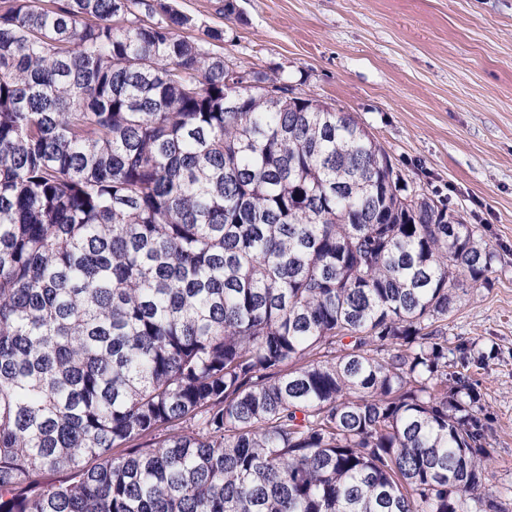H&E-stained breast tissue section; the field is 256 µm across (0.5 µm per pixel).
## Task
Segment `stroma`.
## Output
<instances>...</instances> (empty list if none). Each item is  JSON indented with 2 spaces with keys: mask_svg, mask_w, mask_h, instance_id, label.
<instances>
[{
  "mask_svg": "<svg viewBox=\"0 0 512 512\" xmlns=\"http://www.w3.org/2000/svg\"><path fill=\"white\" fill-rule=\"evenodd\" d=\"M225 58L278 72L351 112L392 161L447 201L496 253L490 282L454 290L448 342L488 352L475 369L494 461L512 486V0H172Z\"/></svg>",
  "mask_w": 512,
  "mask_h": 512,
  "instance_id": "stroma-1",
  "label": "stroma"
}]
</instances>
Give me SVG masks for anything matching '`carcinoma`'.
I'll use <instances>...</instances> for the list:
<instances>
[{
    "label": "carcinoma",
    "mask_w": 512,
    "mask_h": 512,
    "mask_svg": "<svg viewBox=\"0 0 512 512\" xmlns=\"http://www.w3.org/2000/svg\"><path fill=\"white\" fill-rule=\"evenodd\" d=\"M8 2L0 512H508L472 225L285 77L224 111L167 0Z\"/></svg>",
    "instance_id": "cac0c4a2"
}]
</instances>
